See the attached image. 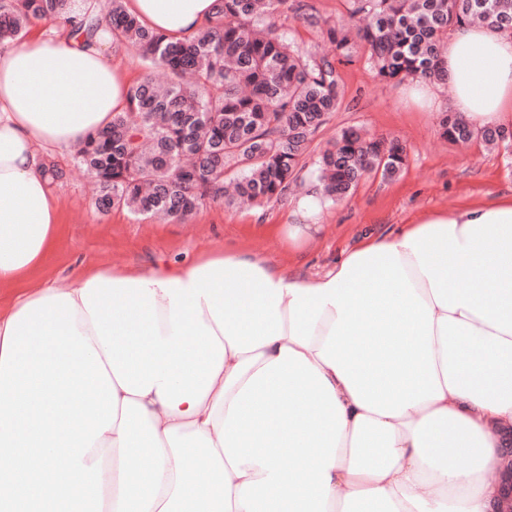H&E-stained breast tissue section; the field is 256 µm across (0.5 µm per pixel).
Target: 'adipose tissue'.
Returning <instances> with one entry per match:
<instances>
[{
    "label": "adipose tissue",
    "instance_id": "ef3b65f1",
    "mask_svg": "<svg viewBox=\"0 0 512 512\" xmlns=\"http://www.w3.org/2000/svg\"><path fill=\"white\" fill-rule=\"evenodd\" d=\"M124 4L179 39L216 0ZM110 37L0 42V512H489L512 428V195L364 236L312 277L218 250L27 287L61 235L42 152L127 106ZM447 67L453 112L512 122L511 35L456 28ZM323 200H298L286 239L315 238Z\"/></svg>",
    "mask_w": 512,
    "mask_h": 512
}]
</instances>
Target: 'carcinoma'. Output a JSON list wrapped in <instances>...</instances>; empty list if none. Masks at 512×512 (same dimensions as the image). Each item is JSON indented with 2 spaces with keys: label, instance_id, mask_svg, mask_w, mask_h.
<instances>
[{
  "label": "carcinoma",
  "instance_id": "cac0c4a2",
  "mask_svg": "<svg viewBox=\"0 0 512 512\" xmlns=\"http://www.w3.org/2000/svg\"><path fill=\"white\" fill-rule=\"evenodd\" d=\"M349 20L313 13L339 60L362 47L384 81L448 83V31L480 23L512 34V0H351ZM288 0H218L216 12L183 41L146 27L123 0L76 11L75 0H0V41L36 21L93 35L106 25L112 47L133 48L148 71L127 90V107L88 136L76 159L94 181L100 210L127 209L184 222L209 202L261 204L288 191L311 137L341 95L334 58L303 50L277 32ZM443 137L488 146L512 142V128H474L444 114ZM397 139L346 129L321 153L322 194L341 201L372 174L398 176Z\"/></svg>",
  "mask_w": 512,
  "mask_h": 512
}]
</instances>
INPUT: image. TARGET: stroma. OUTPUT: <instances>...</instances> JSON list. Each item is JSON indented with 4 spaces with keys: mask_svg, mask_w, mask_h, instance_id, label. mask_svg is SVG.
I'll list each match as a JSON object with an SVG mask.
<instances>
[{
    "mask_svg": "<svg viewBox=\"0 0 512 512\" xmlns=\"http://www.w3.org/2000/svg\"><path fill=\"white\" fill-rule=\"evenodd\" d=\"M350 7V0H288L287 10L275 22L296 46L326 52L330 46L324 35L303 22L302 10L339 21L347 18ZM336 75L341 97L302 161L299 192L258 208L230 209L211 203L187 221L171 223L122 209L103 212L92 200L88 177L74 153L47 152L51 164L64 173L53 185L63 237L51 261L29 279V286H62L75 270L100 264L137 268L159 260L180 263L221 248H248L309 277L334 266L363 235H386L428 209H451L512 193V146L490 148L479 140L461 145L442 138L439 120L442 106L451 99L449 93L437 87L433 105L416 101L409 84L380 81L361 48L352 62L337 63ZM347 128L400 138L407 150L405 168L392 180L370 175L347 199L327 203L323 228L315 240L289 248L278 228L299 223L296 203L300 193L315 183L316 160Z\"/></svg>",
    "mask_w": 512,
    "mask_h": 512,
    "instance_id": "stroma-1",
    "label": "stroma"
}]
</instances>
